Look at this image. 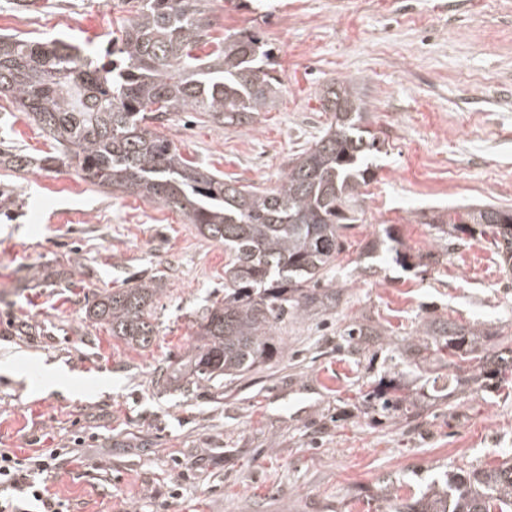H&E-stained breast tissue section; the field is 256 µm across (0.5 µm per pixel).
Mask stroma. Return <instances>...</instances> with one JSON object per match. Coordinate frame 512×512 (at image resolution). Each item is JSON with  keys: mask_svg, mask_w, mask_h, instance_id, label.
Segmentation results:
<instances>
[{"mask_svg": "<svg viewBox=\"0 0 512 512\" xmlns=\"http://www.w3.org/2000/svg\"><path fill=\"white\" fill-rule=\"evenodd\" d=\"M211 35L248 31L271 52L282 92L245 127L179 114L161 131L182 156L245 185L275 186L329 122L318 92L353 80L383 138L362 189L353 258L391 228L407 269L342 266L334 309L284 324L282 357L222 388L183 392L157 374L193 342L206 301L224 296V246L180 212L112 195L74 169L0 167V448L66 454L48 473L71 512H385L438 473L512 457V390L420 396L410 422L367 412L361 392L388 376L419 326L453 319L512 334V269L485 241L436 245L430 218L463 204L512 209V0H212ZM118 0H0V33L58 38L103 53ZM41 158L53 142L0 108V149ZM158 281L154 343L112 337L84 315L106 288ZM376 330L337 346L353 322ZM55 366L80 392L43 391Z\"/></svg>", "mask_w": 512, "mask_h": 512, "instance_id": "1", "label": "stroma"}]
</instances>
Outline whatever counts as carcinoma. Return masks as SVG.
Masks as SVG:
<instances>
[{"label":"carcinoma","mask_w":512,"mask_h":512,"mask_svg":"<svg viewBox=\"0 0 512 512\" xmlns=\"http://www.w3.org/2000/svg\"><path fill=\"white\" fill-rule=\"evenodd\" d=\"M131 17L105 49L104 62L59 40L33 42L0 34V97L10 99L54 141L57 153L39 160L75 168L84 181L176 209L203 237L224 244V299L197 322L185 360L166 366L162 381L211 387L249 374L283 354L278 326L320 314L340 298L330 274L340 268L345 231L358 221L361 188L370 179L375 134L363 128L365 107L350 80L322 91L327 129L295 158L278 185L259 191L184 158L156 125L178 112H199L208 122L237 128L271 108L281 82L260 38L233 32L210 35L209 0H121ZM212 50L200 54L202 48ZM23 171L33 159L0 151V166ZM468 223L453 218L431 225L439 242L478 236L512 264V223L493 204L468 205ZM158 293L141 280L94 296L85 316L128 345L155 339L149 320ZM374 329L343 330L359 351ZM423 361L448 370V395L512 385V338L453 320L421 325L396 358L416 370ZM368 407L410 422L419 408L397 377L372 382ZM388 512H512V458L488 469L446 471L409 502L390 499Z\"/></svg>","instance_id":"obj_1"}]
</instances>
